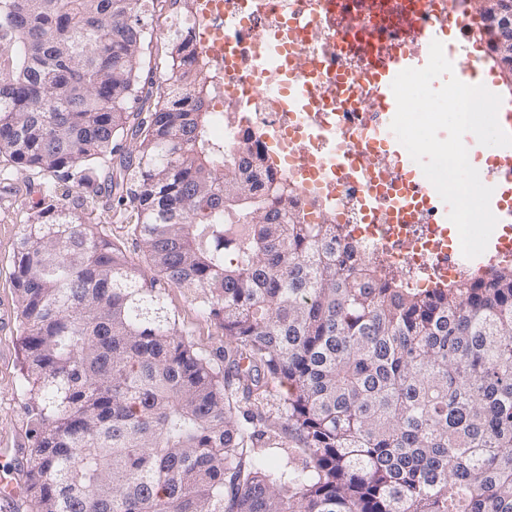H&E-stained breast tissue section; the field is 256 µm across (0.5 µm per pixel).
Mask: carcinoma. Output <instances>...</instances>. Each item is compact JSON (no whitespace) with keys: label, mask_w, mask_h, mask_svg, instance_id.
Here are the masks:
<instances>
[{"label":"carcinoma","mask_w":512,"mask_h":512,"mask_svg":"<svg viewBox=\"0 0 512 512\" xmlns=\"http://www.w3.org/2000/svg\"><path fill=\"white\" fill-rule=\"evenodd\" d=\"M152 49L141 0H0V161L45 178L12 272L32 512H512V267L377 278L251 145L248 179L224 175L194 45L163 39L146 85ZM103 171L162 280L99 232ZM166 285L223 350L194 348ZM275 392L300 467L255 458ZM164 297L169 310L175 314L178 328L196 349L214 352L224 349V330L199 312L190 293L180 288H166Z\"/></svg>","instance_id":"obj_1"}]
</instances>
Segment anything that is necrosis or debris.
Wrapping results in <instances>:
<instances>
[{
  "label": "necrosis or debris",
  "mask_w": 512,
  "mask_h": 512,
  "mask_svg": "<svg viewBox=\"0 0 512 512\" xmlns=\"http://www.w3.org/2000/svg\"><path fill=\"white\" fill-rule=\"evenodd\" d=\"M398 5L427 20L454 14L463 36L476 23L471 0H399ZM206 23L223 31L233 51L212 75L213 137L233 151L253 137L306 221L336 225L381 277L416 289L457 282L465 268L449 245L447 225L433 223L424 212L384 213L370 221L367 203H385L394 191L383 167L367 173L363 183L341 184L329 200L318 193L317 173H301L282 160L309 153L325 162L350 149L371 151L365 135L374 114L370 77L376 57L397 36L395 23L371 13L363 0H222ZM272 46L287 70L259 74L257 60ZM292 78L315 87L301 111L288 102ZM318 122L331 125V133L307 137L306 127Z\"/></svg>",
  "instance_id": "obj_1"
}]
</instances>
